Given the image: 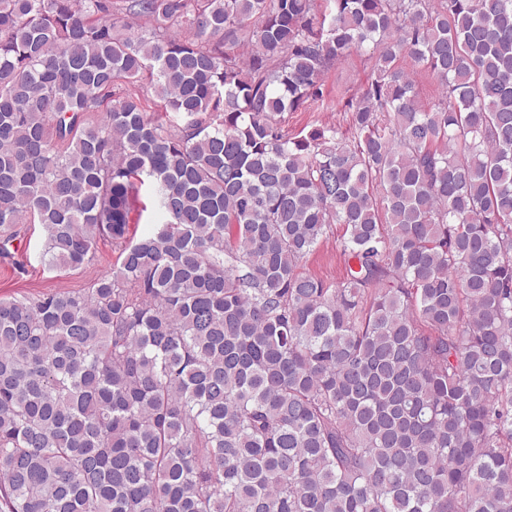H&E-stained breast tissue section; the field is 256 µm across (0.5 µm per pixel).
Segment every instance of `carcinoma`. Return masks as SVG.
Here are the masks:
<instances>
[{"label": "carcinoma", "mask_w": 512, "mask_h": 512, "mask_svg": "<svg viewBox=\"0 0 512 512\" xmlns=\"http://www.w3.org/2000/svg\"><path fill=\"white\" fill-rule=\"evenodd\" d=\"M144 178L112 275L0 300V512H512V0H0V230L79 269ZM374 61L364 53L354 52L348 59L329 71L324 78L326 102L324 108H314L310 112H288L284 114L285 128L292 136L305 128V132L319 125L336 126L349 130L346 112L342 105L355 94L371 73ZM327 106V108H326ZM400 64L410 70L416 72L417 90L419 91L420 100L424 105L430 104L436 95V84L432 77L421 67L415 66L410 58L401 59ZM136 208L137 211L130 214V224H127L126 227L125 238H127V240H137L152 232L156 227V224H149L150 221L156 219V214L154 210L152 195L147 185L142 186L139 191ZM142 209H144V212L142 213L139 223L136 224L134 223V220L138 218L137 214ZM342 235V227L334 224L327 237L301 260L299 270L323 280L328 285H336L341 281L345 272L344 260L338 247Z\"/></svg>", "instance_id": "1"}]
</instances>
